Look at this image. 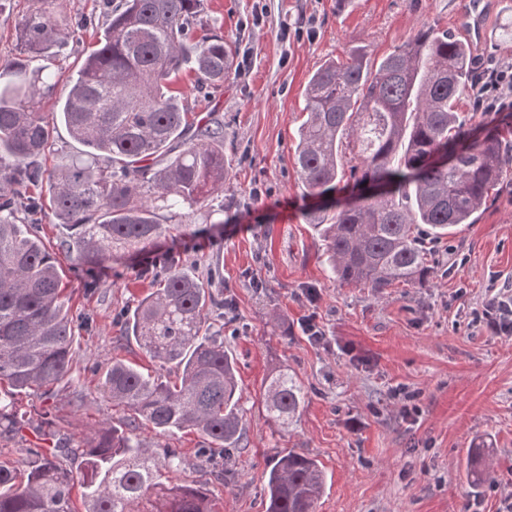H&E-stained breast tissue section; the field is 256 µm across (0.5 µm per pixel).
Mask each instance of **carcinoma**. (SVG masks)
<instances>
[{"mask_svg":"<svg viewBox=\"0 0 512 512\" xmlns=\"http://www.w3.org/2000/svg\"><path fill=\"white\" fill-rule=\"evenodd\" d=\"M16 28L31 58L60 55L77 29L62 22V0H31ZM107 24L95 48L69 77L54 112L39 97L54 91L56 73L17 58L0 67V426L26 425L13 401L32 391L50 398L75 361V330L56 257L39 237L52 217L75 230L76 265L95 269L143 252L173 231L185 207L202 209L224 189V121L192 117L174 90L182 71L195 74L202 97L223 83L232 49L193 30L203 0H106ZM469 46L446 29L427 27L376 67L356 46L310 77L308 119L297 134L295 163L309 194L326 204L305 213L341 285L377 292L396 283L422 287L428 265L419 225L433 236L473 223L491 190L512 174V150L495 126L476 133L456 104L476 81ZM65 125L82 157L56 173L44 165L56 127ZM381 183L341 204L338 184ZM48 187L51 212L30 201L17 222L21 189ZM154 289L130 312L126 327L156 361L144 373L114 361L99 382L112 405L129 412L125 426L105 425L77 447L30 451L26 469L0 464V512H72L83 489L86 512H218L200 487L177 481L182 458L157 454L138 434L146 424L165 434L186 430L204 443L203 461L244 441L235 358L210 332L216 305L209 282L170 262L150 273ZM305 399L296 375L280 370L265 390L267 417L286 427ZM79 460V473L59 457ZM490 452L471 454L469 481L488 475ZM266 512H316L326 479L319 461L290 450L266 475Z\"/></svg>","mask_w":512,"mask_h":512,"instance_id":"obj_1","label":"carcinoma"}]
</instances>
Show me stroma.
Here are the masks:
<instances>
[{"instance_id":"35a3bbf8","label":"stroma","mask_w":512,"mask_h":512,"mask_svg":"<svg viewBox=\"0 0 512 512\" xmlns=\"http://www.w3.org/2000/svg\"><path fill=\"white\" fill-rule=\"evenodd\" d=\"M465 2L204 0L206 33L236 47L231 73L206 99L189 75L178 87L189 111L224 118V189L192 215L191 238L165 237L152 251L89 272L74 269L59 248L67 227L43 222L40 236L88 325L75 334L78 356L53 399L16 396L28 425L0 436V462L20 469L30 449L75 445L102 424H123L125 412L97 386L115 359L154 369L119 315L151 288L140 270L173 252L224 302L222 316L209 324L237 361L245 446L227 451L221 482L201 467L198 435H162L146 426L140 437L157 451L177 449L180 480L204 484L220 512H265V473L289 449L323 466L326 491L317 512H503L512 494V335L487 332L479 315L486 298L512 286V176L475 223L425 238L426 287L399 284L377 293L336 282L304 219L317 201L306 196L294 155L307 118L304 90L326 59L363 45L377 62L425 27L456 31ZM487 2L494 38L474 44L480 66L512 61V0ZM63 14L71 23L94 21L72 54L52 65L65 80L106 18L102 0H66ZM311 315L321 339L302 328ZM281 369L293 372L305 392L289 428L267 421L261 404L267 378ZM50 414L57 418L52 428L45 424ZM476 447L492 451L490 479L478 487L466 475Z\"/></svg>"}]
</instances>
